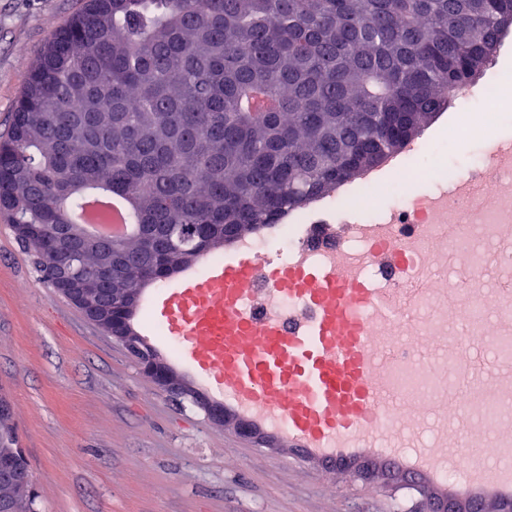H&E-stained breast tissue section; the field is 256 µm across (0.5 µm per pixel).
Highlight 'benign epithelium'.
I'll use <instances>...</instances> for the list:
<instances>
[{"instance_id":"7a95c632","label":"benign epithelium","mask_w":512,"mask_h":512,"mask_svg":"<svg viewBox=\"0 0 512 512\" xmlns=\"http://www.w3.org/2000/svg\"><path fill=\"white\" fill-rule=\"evenodd\" d=\"M17 237L38 238L44 242L59 236V231L41 224L16 225ZM111 248L112 260L116 264L130 265L136 262L123 248L120 237L86 236L82 250L93 253L101 244ZM44 262L55 267L56 275L50 286L63 294L76 308L103 331L112 335L135 358L143 372L151 378L157 390L163 394L183 396L200 406L208 420L222 425L228 418L224 403L202 397L199 392L172 366L160 359L156 350L149 345L131 324L134 309L139 302L142 290H119L108 287L107 279L98 271L72 273L71 257L62 248L41 251ZM10 407L0 401V481L6 483V492L0 495V512H28L32 489L28 478L17 466L18 448L14 443L12 429L6 423ZM378 464L367 462L358 465L343 464L342 472L360 480L372 479ZM401 487L417 499L416 504L402 512H512L511 500L491 502L481 495L460 500L451 494L434 492L421 478L407 476Z\"/></svg>"}]
</instances>
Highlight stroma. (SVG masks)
Instances as JSON below:
<instances>
[{"instance_id":"stroma-1","label":"stroma","mask_w":512,"mask_h":512,"mask_svg":"<svg viewBox=\"0 0 512 512\" xmlns=\"http://www.w3.org/2000/svg\"><path fill=\"white\" fill-rule=\"evenodd\" d=\"M82 0H0V135L28 65ZM449 112L422 130L423 163L466 165L483 141L450 134ZM178 278L148 285L136 331L206 396L224 394L173 354L151 305ZM0 398L33 474L37 512H393L396 485L355 481L339 465L267 448L160 393L125 347L41 280L0 217Z\"/></svg>"}]
</instances>
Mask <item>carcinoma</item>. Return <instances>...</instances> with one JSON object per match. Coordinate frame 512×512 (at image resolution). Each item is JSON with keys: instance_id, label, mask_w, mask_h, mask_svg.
Returning a JSON list of instances; mask_svg holds the SVG:
<instances>
[{"instance_id": "obj_1", "label": "carcinoma", "mask_w": 512, "mask_h": 512, "mask_svg": "<svg viewBox=\"0 0 512 512\" xmlns=\"http://www.w3.org/2000/svg\"><path fill=\"white\" fill-rule=\"evenodd\" d=\"M512 0H84L28 66L0 138V216L69 224L124 197L156 267L336 191L485 74ZM483 36L464 42L459 28ZM276 102L257 112L253 89ZM106 254L74 255L77 271ZM119 288H144L113 267Z\"/></svg>"}]
</instances>
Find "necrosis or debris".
<instances>
[{"label":"necrosis or debris","mask_w":512,"mask_h":512,"mask_svg":"<svg viewBox=\"0 0 512 512\" xmlns=\"http://www.w3.org/2000/svg\"><path fill=\"white\" fill-rule=\"evenodd\" d=\"M423 151V146H410L400 160V177L388 202L372 198L375 180L370 177L336 201L290 217L288 224L240 239V248L256 261L245 311L253 322L273 315L283 326L312 316V308L296 299L270 293L269 271L275 264L342 272L382 292L415 281L430 289L434 272H442L447 293L424 299V318L401 311L392 336L381 346L395 359L401 398L410 405L428 406L444 394L449 412L482 420L492 408L506 418L512 416V405L501 395L475 390L460 397L454 383L467 373L455 358L456 350L470 337L488 335L489 317L512 324V300L494 303L487 282L492 270L512 274V238L502 236L512 227V146L498 144L466 171L449 175L413 165L412 157ZM337 224L349 225L352 237L337 240ZM405 226L413 232L411 266L381 256Z\"/></svg>","instance_id":"necrosis-or-debris-1"}]
</instances>
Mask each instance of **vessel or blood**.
<instances>
[{
  "instance_id": "b4317fda",
  "label": "vessel or blood",
  "mask_w": 512,
  "mask_h": 512,
  "mask_svg": "<svg viewBox=\"0 0 512 512\" xmlns=\"http://www.w3.org/2000/svg\"><path fill=\"white\" fill-rule=\"evenodd\" d=\"M252 259L208 265L169 289L157 305L167 333L180 352L223 389L239 414L260 424L276 421L295 447L329 461H349L358 453L395 458L411 473L438 478L448 460L466 464L469 484L490 482L512 496V469L476 466L471 448H399L377 444L383 433L371 423L374 411L400 414L389 367L372 354L360 310H373L395 323L383 295L350 288L333 274L297 271L293 296L316 309V317L281 333L276 321L256 327L243 314L251 293Z\"/></svg>"
}]
</instances>
